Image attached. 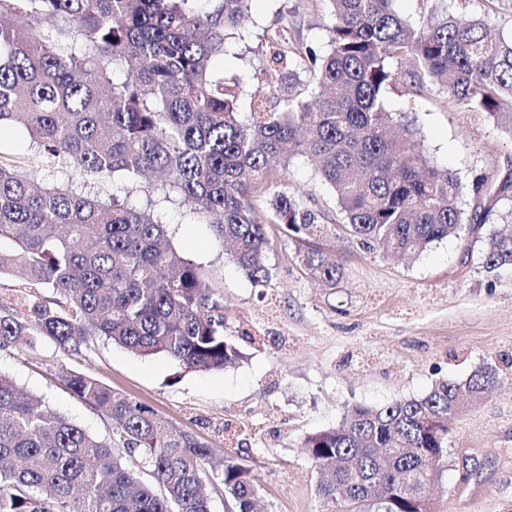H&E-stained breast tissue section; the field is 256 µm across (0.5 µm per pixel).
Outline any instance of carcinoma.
Listing matches in <instances>:
<instances>
[{"label":"carcinoma","mask_w":512,"mask_h":512,"mask_svg":"<svg viewBox=\"0 0 512 512\" xmlns=\"http://www.w3.org/2000/svg\"><path fill=\"white\" fill-rule=\"evenodd\" d=\"M0 0V126L26 130L30 149L73 161L83 183L120 182L142 192L130 204L73 183L37 187L0 151V277L18 269L32 292L0 290V349L49 342L79 355L98 338L183 370L236 364L224 337V304L200 265L166 242L163 203L189 208L253 284L274 277L268 226L304 245L301 265L334 288L342 265L327 258L331 233L320 214L288 191L299 156L336 196L341 231L369 253L417 257L448 237L482 238L492 203L512 200V178L481 176L464 186L436 165L417 131L390 137L387 92L438 90L457 112L487 114L512 136V40L483 19L445 12L420 24L393 0H325L329 51L318 56L288 29L268 47L289 81L272 72L273 105L239 120L241 76L217 78L251 0ZM123 69L122 80L113 78ZM319 92L306 99L300 73ZM470 201H465V198ZM484 239V238H482ZM483 264L512 266V229L484 239ZM493 374L446 379L417 399L353 406L304 447L321 480L324 512H429L402 481L426 480L425 463L448 457L449 426L463 399L480 401ZM66 384L112 420L121 446L88 434L0 374V512H211V491L237 512L258 498L248 467L214 458L199 439L95 377Z\"/></svg>","instance_id":"1"}]
</instances>
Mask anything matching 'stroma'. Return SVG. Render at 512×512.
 <instances>
[{
	"instance_id": "35a3bbf8",
	"label": "stroma",
	"mask_w": 512,
	"mask_h": 512,
	"mask_svg": "<svg viewBox=\"0 0 512 512\" xmlns=\"http://www.w3.org/2000/svg\"><path fill=\"white\" fill-rule=\"evenodd\" d=\"M460 20L485 19L493 33L512 37V0H447ZM321 0H251L242 40L216 57L217 74L251 73L269 63L268 36L294 29L327 48ZM394 119L420 129L431 158L463 182L512 167V137L486 115L457 112L434 93L390 95ZM0 151L35 174L37 184L77 180L74 167L32 160L17 125L0 127ZM292 193L341 216L330 188L305 159L290 165ZM168 238L182 257L200 263L224 298L225 336L243 354L221 370L185 372L163 356L143 357L105 341L83 355L52 344L0 350V372L30 396L96 437L112 424L67 387L69 370L88 373L197 435L214 456L250 467L263 512H319L318 472L303 443L335 427L355 405L383 407L426 394L440 378L462 383L479 369L495 382L483 400L464 407L448 435V458L429 500L430 512H512V267L487 271L480 245L448 238L416 258H384L358 248L344 233L328 237L343 266L333 288L303 273L298 245L274 231L267 261L271 285H253L207 225L184 208L162 205ZM478 473L461 484L463 459Z\"/></svg>"
}]
</instances>
